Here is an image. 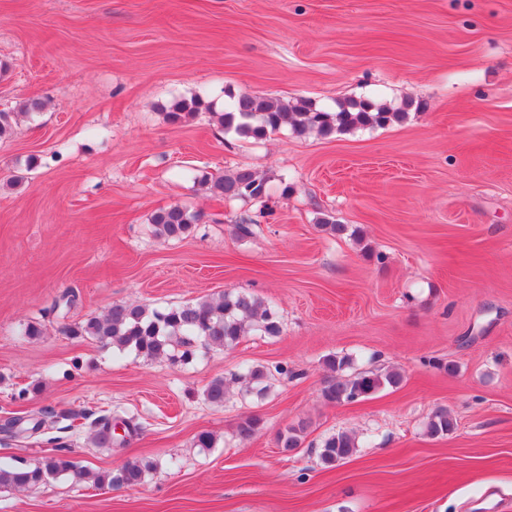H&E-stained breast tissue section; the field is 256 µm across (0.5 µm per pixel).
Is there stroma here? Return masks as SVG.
<instances>
[{"label":"stroma","instance_id":"1","mask_svg":"<svg viewBox=\"0 0 512 512\" xmlns=\"http://www.w3.org/2000/svg\"><path fill=\"white\" fill-rule=\"evenodd\" d=\"M0 62V110L45 103L0 139V424L58 417L44 436L0 435V459L62 445L93 472L156 465L134 488L2 489L0 512H488L490 496L512 512V0H0ZM243 93L408 116L244 138L218 120ZM196 95L208 109L169 123ZM241 166L265 203L202 188ZM170 206L201 216L183 239L153 232ZM224 291L269 301L280 334L173 363L62 331L115 302ZM30 322L40 336H22ZM331 355L403 380L327 404ZM255 365L286 369L264 398L205 400ZM439 408L456 426L432 437ZM116 414L138 433L95 447V419ZM249 414L264 428L243 443ZM300 423L301 447L278 448ZM204 431L214 447L197 446ZM340 431L359 448L326 466Z\"/></svg>","mask_w":512,"mask_h":512}]
</instances>
